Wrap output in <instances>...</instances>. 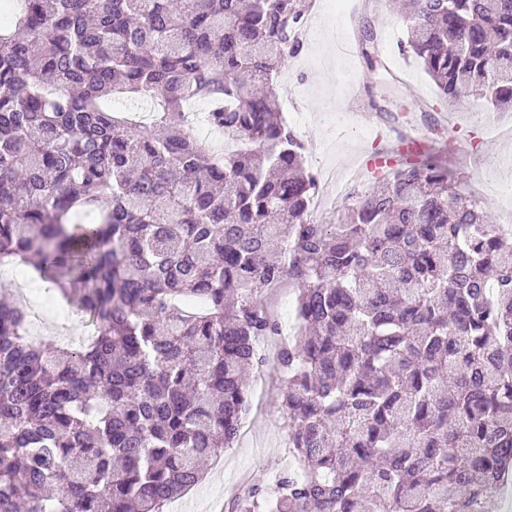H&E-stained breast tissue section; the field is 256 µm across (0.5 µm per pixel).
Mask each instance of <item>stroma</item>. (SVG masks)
Returning a JSON list of instances; mask_svg holds the SVG:
<instances>
[{"label": "stroma", "mask_w": 512, "mask_h": 512, "mask_svg": "<svg viewBox=\"0 0 512 512\" xmlns=\"http://www.w3.org/2000/svg\"><path fill=\"white\" fill-rule=\"evenodd\" d=\"M366 18L380 34L387 66L405 78L398 89H389L382 72L369 71L363 58L351 61L342 53L341 43L361 20L352 14L351 0H310L308 23L318 33L284 68L299 91L295 99L281 97V110L303 113V121L294 130L307 148V164L326 173L320 181L319 218L338 223L347 205L342 190L364 195L375 186L374 174L359 162L361 153L375 151L370 125L364 119L372 111V102L398 114L401 126L418 128L422 121L417 100L422 97L449 115L452 146L447 157L462 191H476L493 221H500L512 211V194L496 188L500 182L512 184V112L493 111L476 98L459 106L439 99L421 66L401 50L407 31L399 0H377ZM359 76L364 77L366 87L361 101L352 108L345 97L346 85ZM261 373L265 384L251 389L253 405L245 434L224 450L222 470L207 469L203 483L182 499L196 512H227L225 505L236 495L240 480L262 488L277 473L296 465L295 458L280 445L286 428L277 410L280 372L276 362H268Z\"/></svg>", "instance_id": "stroma-1"}]
</instances>
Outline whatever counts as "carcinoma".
<instances>
[{"mask_svg": "<svg viewBox=\"0 0 512 512\" xmlns=\"http://www.w3.org/2000/svg\"><path fill=\"white\" fill-rule=\"evenodd\" d=\"M0 266L78 297L77 346L0 302V512H165L233 445L284 338L298 469L228 512H496L512 473V233L433 150L338 224L281 114L307 0H3ZM438 97L512 109V0H411ZM367 67L382 70L374 41ZM127 94L153 124L112 112ZM298 287L283 336L263 293Z\"/></svg>", "mask_w": 512, "mask_h": 512, "instance_id": "cac0c4a2", "label": "carcinoma"}]
</instances>
